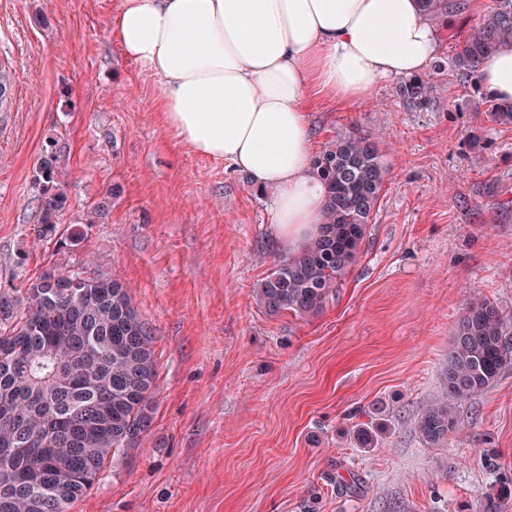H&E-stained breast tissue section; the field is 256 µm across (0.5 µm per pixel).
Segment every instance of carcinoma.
Segmentation results:
<instances>
[{
  "label": "carcinoma",
  "mask_w": 512,
  "mask_h": 512,
  "mask_svg": "<svg viewBox=\"0 0 512 512\" xmlns=\"http://www.w3.org/2000/svg\"><path fill=\"white\" fill-rule=\"evenodd\" d=\"M438 25L462 16L469 0H419ZM512 43V0H494L480 21L447 52L453 74L469 78ZM9 68L0 62V112L11 111ZM433 75L402 79L399 97L415 108L433 102ZM488 121L512 125V102L485 98ZM324 182L323 224L301 250L274 264L255 289L270 314L320 312L357 260L388 169L378 145L357 132L339 135L310 161ZM41 239L57 249L77 246L81 227L59 231L57 214L68 198L57 153L41 156ZM65 271L48 268L22 301L0 293V350L15 368L0 375V512H68L90 491L113 454L135 447L151 425L157 360L153 328L118 278L83 276L69 294H52ZM512 368V315L495 302L471 297L452 328L442 373L445 397L427 406L417 423L435 445L459 428V403L486 391Z\"/></svg>",
  "instance_id": "obj_1"
}]
</instances>
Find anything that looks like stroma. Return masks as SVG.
<instances>
[{
  "instance_id": "obj_1",
  "label": "stroma",
  "mask_w": 512,
  "mask_h": 512,
  "mask_svg": "<svg viewBox=\"0 0 512 512\" xmlns=\"http://www.w3.org/2000/svg\"><path fill=\"white\" fill-rule=\"evenodd\" d=\"M117 0H0V291L50 265L127 282L155 332L152 423L70 512H512V369L462 403L437 446L416 431L444 393L466 300L512 314V126L488 122L479 79L434 80L412 109L382 80L320 102L312 152L354 131L389 169L361 253L310 317L269 314L255 288L287 250L273 187L195 153L162 121L159 80L123 57ZM56 148L69 252L39 240L35 165ZM111 196L107 215L86 221ZM368 427L374 447H357Z\"/></svg>"
}]
</instances>
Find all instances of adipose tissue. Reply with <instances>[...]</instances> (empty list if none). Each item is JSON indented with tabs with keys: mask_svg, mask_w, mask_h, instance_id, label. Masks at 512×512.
Returning a JSON list of instances; mask_svg holds the SVG:
<instances>
[{
	"mask_svg": "<svg viewBox=\"0 0 512 512\" xmlns=\"http://www.w3.org/2000/svg\"><path fill=\"white\" fill-rule=\"evenodd\" d=\"M112 30L160 80L163 120L185 145L275 188L271 224L293 252L315 236L326 196L310 168L309 100H369L381 80L427 72L440 44L418 0H118ZM480 78L512 101V46Z\"/></svg>",
	"mask_w": 512,
	"mask_h": 512,
	"instance_id": "1",
	"label": "adipose tissue"
}]
</instances>
